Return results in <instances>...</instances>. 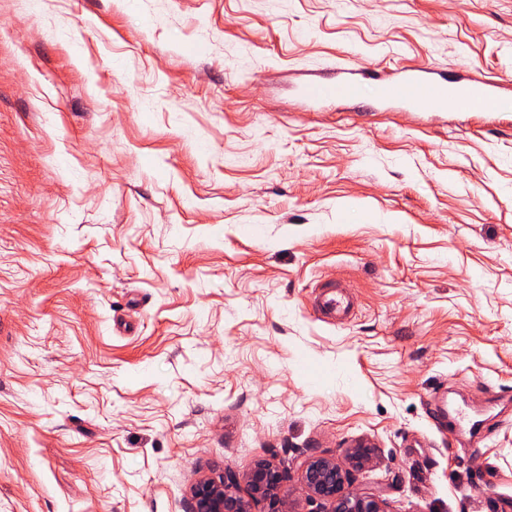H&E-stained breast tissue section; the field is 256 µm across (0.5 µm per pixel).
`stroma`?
<instances>
[{
	"label": "stroma",
	"instance_id": "obj_1",
	"mask_svg": "<svg viewBox=\"0 0 512 512\" xmlns=\"http://www.w3.org/2000/svg\"><path fill=\"white\" fill-rule=\"evenodd\" d=\"M0 21V512H188L261 458L318 512L303 463L361 441L390 512H512V112L300 94L405 64L512 87V0ZM439 387L479 438L434 426ZM314 298V308L326 318L342 321L352 312V302L336 285H324Z\"/></svg>",
	"mask_w": 512,
	"mask_h": 512
}]
</instances>
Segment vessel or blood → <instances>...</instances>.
<instances>
[{"label": "vessel or blood", "instance_id": "b4317fda", "mask_svg": "<svg viewBox=\"0 0 512 512\" xmlns=\"http://www.w3.org/2000/svg\"><path fill=\"white\" fill-rule=\"evenodd\" d=\"M380 83L385 98L391 102L419 105L435 111L451 104L462 111L483 108L512 112V94L501 84L451 81L444 74L424 66L398 69L394 76L381 78ZM362 91L358 71L352 67L343 68L341 78L336 81H310L302 87L306 100L316 103L354 101L360 98ZM314 308L324 317L341 321L351 314L352 302L343 291L326 285L315 296Z\"/></svg>", "mask_w": 512, "mask_h": 512}]
</instances>
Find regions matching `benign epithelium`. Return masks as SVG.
<instances>
[{
    "label": "benign epithelium",
    "mask_w": 512,
    "mask_h": 512,
    "mask_svg": "<svg viewBox=\"0 0 512 512\" xmlns=\"http://www.w3.org/2000/svg\"><path fill=\"white\" fill-rule=\"evenodd\" d=\"M372 459V447L364 442L347 449L341 461L312 457L303 465L302 487L320 504V512H389L384 500L352 488L355 474ZM283 481V473L265 460L257 461L243 476L227 468L193 486L190 512H252L254 504L264 500L279 506L275 512H288ZM242 483L246 485L244 493Z\"/></svg>",
    "instance_id": "1"
}]
</instances>
